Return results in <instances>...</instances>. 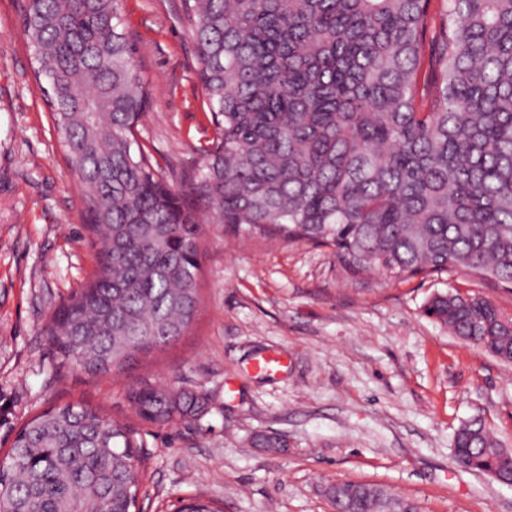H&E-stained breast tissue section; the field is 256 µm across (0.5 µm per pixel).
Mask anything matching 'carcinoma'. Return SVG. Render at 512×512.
<instances>
[{
  "label": "carcinoma",
  "mask_w": 512,
  "mask_h": 512,
  "mask_svg": "<svg viewBox=\"0 0 512 512\" xmlns=\"http://www.w3.org/2000/svg\"><path fill=\"white\" fill-rule=\"evenodd\" d=\"M215 129L197 176L138 140L152 87L121 0H24L33 73L80 186L98 274L55 311L58 356L120 371L183 336L200 304L203 215L245 236L326 244L352 274L460 269L512 286V0H182ZM424 313L512 363V314L437 292ZM135 414L199 420L205 398L141 383ZM144 441L68 404L26 422L0 512H136ZM455 459L512 486V451L474 418ZM346 512H418L381 485L327 489ZM181 512H222L191 498Z\"/></svg>",
  "instance_id": "obj_1"
}]
</instances>
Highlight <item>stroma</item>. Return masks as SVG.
Instances as JSON below:
<instances>
[{
	"instance_id": "obj_1",
	"label": "stroma",
	"mask_w": 512,
	"mask_h": 512,
	"mask_svg": "<svg viewBox=\"0 0 512 512\" xmlns=\"http://www.w3.org/2000/svg\"><path fill=\"white\" fill-rule=\"evenodd\" d=\"M181 0H123L124 27L155 90L139 140L163 168L198 169L214 135ZM21 0H0V459L29 419L81 403L136 426L146 446L141 512L201 496L224 512H332L337 481L382 485L420 512H512V486L454 459L459 426L485 420L512 450V364L429 319L434 293L480 295L512 314V290L455 271L407 280L353 275L332 248L205 227L202 298L178 341L123 372L62 361L51 317L98 269L64 149L36 84ZM276 353L275 375L254 360ZM146 380L208 399L198 423L138 421ZM284 448H260L256 434Z\"/></svg>"
}]
</instances>
